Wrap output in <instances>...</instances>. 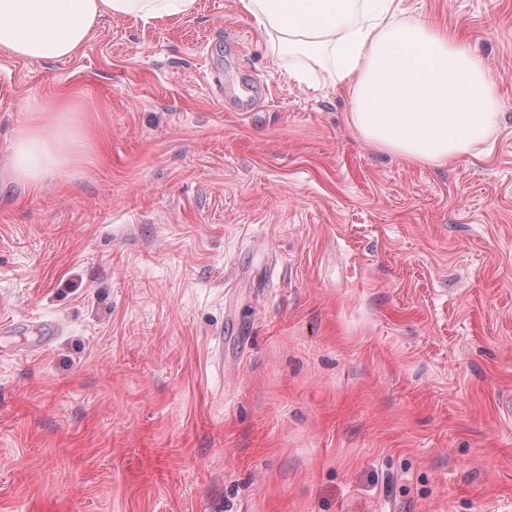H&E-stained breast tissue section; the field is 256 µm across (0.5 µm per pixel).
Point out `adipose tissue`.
<instances>
[{
	"label": "adipose tissue",
	"instance_id": "ef3b65f1",
	"mask_svg": "<svg viewBox=\"0 0 512 512\" xmlns=\"http://www.w3.org/2000/svg\"><path fill=\"white\" fill-rule=\"evenodd\" d=\"M196 0H0V50L32 60L75 56L105 17L160 24L189 15ZM275 35L301 48L311 73L290 79L351 89L348 121L378 149L422 166L470 153L496 123V85L456 34L404 18L397 0H239ZM11 147L15 179L37 186L72 163L90 139L89 117L63 92L26 104Z\"/></svg>",
	"mask_w": 512,
	"mask_h": 512
}]
</instances>
